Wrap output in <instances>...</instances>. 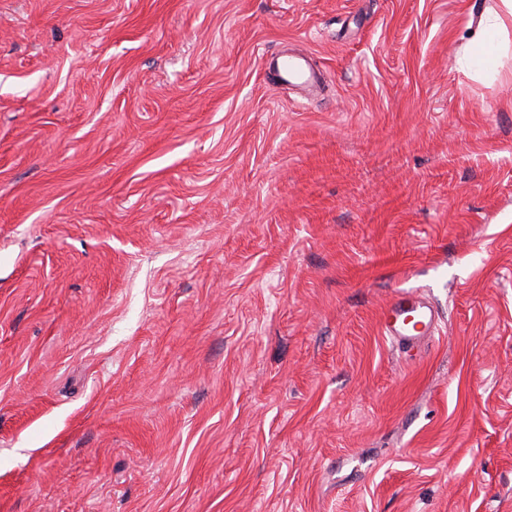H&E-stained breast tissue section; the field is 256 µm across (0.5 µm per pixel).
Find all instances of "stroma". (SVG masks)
<instances>
[{
    "mask_svg": "<svg viewBox=\"0 0 512 512\" xmlns=\"http://www.w3.org/2000/svg\"><path fill=\"white\" fill-rule=\"evenodd\" d=\"M494 3L0 0V512H512ZM500 10L490 8L477 22V30L468 47L465 60L476 74L497 70L499 60L506 47V20H512V1L499 0ZM274 66L273 72L278 84L315 87L319 82L316 72L308 66L304 57L285 56L276 60ZM437 325L433 309L412 291L397 294L380 317L382 335L398 348L420 346L435 336Z\"/></svg>",
    "mask_w": 512,
    "mask_h": 512,
    "instance_id": "1",
    "label": "stroma"
}]
</instances>
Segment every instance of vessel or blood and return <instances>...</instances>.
<instances>
[{"label": "vessel or blood", "instance_id": "vessel-or-blood-1", "mask_svg": "<svg viewBox=\"0 0 512 512\" xmlns=\"http://www.w3.org/2000/svg\"><path fill=\"white\" fill-rule=\"evenodd\" d=\"M276 83L313 87L319 82L315 71L301 58L286 56L275 62ZM438 320L433 309L416 293L403 291L383 309L380 326L383 336L398 347L415 348L431 339Z\"/></svg>", "mask_w": 512, "mask_h": 512}]
</instances>
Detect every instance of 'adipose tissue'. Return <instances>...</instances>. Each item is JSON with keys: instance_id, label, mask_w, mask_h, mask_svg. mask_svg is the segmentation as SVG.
<instances>
[{"instance_id": "1", "label": "adipose tissue", "mask_w": 512, "mask_h": 512, "mask_svg": "<svg viewBox=\"0 0 512 512\" xmlns=\"http://www.w3.org/2000/svg\"><path fill=\"white\" fill-rule=\"evenodd\" d=\"M499 8L488 9L477 22V30L465 60L476 74L496 71L506 47L507 21L512 20V0H499Z\"/></svg>"}]
</instances>
